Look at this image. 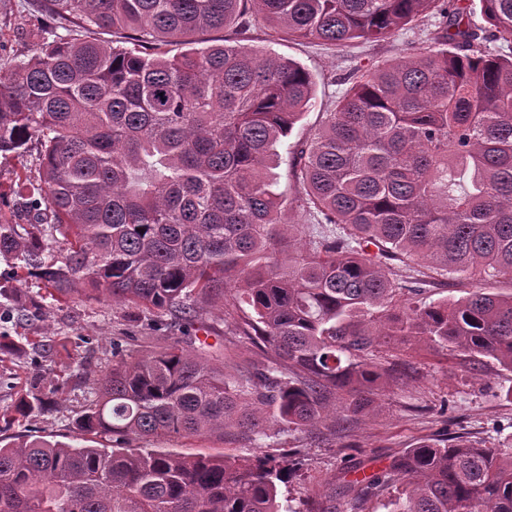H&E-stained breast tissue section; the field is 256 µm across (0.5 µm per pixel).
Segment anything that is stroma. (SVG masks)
<instances>
[{
    "mask_svg": "<svg viewBox=\"0 0 512 512\" xmlns=\"http://www.w3.org/2000/svg\"><path fill=\"white\" fill-rule=\"evenodd\" d=\"M38 24L30 0H0V67L30 56L36 44L28 33ZM430 26L426 21L393 33L380 42L354 40L343 46L322 41L291 39L274 33L260 18L253 17L247 31L238 26L225 29L228 43L268 49L302 64L315 82V103L293 128L291 145L309 140L321 126L327 112L349 87L353 68L369 69L420 52L427 44ZM41 146L30 141L18 151L0 152V183L17 177L39 178ZM389 274L407 286L423 287L427 300L458 299L474 288L471 280L454 281L431 277L419 261L393 262ZM23 289L40 297L41 309L28 321L10 319L0 330L20 343L47 344L56 336L84 337L81 346L55 347L49 353H29L0 361V408L17 402L30 384L52 381L66 384V393L51 410L36 413L23 422L0 431V445L22 440L44 439L73 442V421L84 404V385L77 372L85 365L100 370L112 361V340L126 335L138 310L104 298L75 296L56 301L44 294V285L28 279ZM236 313L232 308H211L203 314L200 327L216 353L224 357L225 375L238 367L256 363L260 351L236 334ZM375 361L398 365L403 376L374 392L375 408L364 419L337 427L292 431L272 443L290 471L280 487L294 512H306L310 501L323 499L329 481L343 482L384 469L391 460L424 440L458 437L483 440L486 447L512 449V372L492 359L474 363L457 351L432 349L415 341L388 342L377 347ZM156 448L183 454H227L254 459L260 450L248 437L228 435L217 439L159 440Z\"/></svg>",
    "mask_w": 512,
    "mask_h": 512,
    "instance_id": "1",
    "label": "stroma"
}]
</instances>
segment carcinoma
Returning a JSON list of instances; mask_svg holds the SVG:
<instances>
[{
	"label": "carcinoma",
	"instance_id": "cac0c4a2",
	"mask_svg": "<svg viewBox=\"0 0 512 512\" xmlns=\"http://www.w3.org/2000/svg\"><path fill=\"white\" fill-rule=\"evenodd\" d=\"M80 31L37 28L34 53L0 73V151L37 139L38 180L0 184L29 226L0 218V296L22 316L38 302L104 296L192 325L207 307L237 310L236 331L265 361L224 375L204 341L140 354L112 340V366L83 370L75 433L93 446L23 440L0 447V512H284L275 457L186 455L133 447L157 438L255 442L316 429L336 391L346 419L396 380L370 355L386 338L490 358L512 371V296L475 288L410 301L387 261L420 260L451 280L512 281V0H40ZM256 14L276 32L338 45L376 41L423 18V51L353 77L323 128L292 155L296 207L272 172L313 106L300 63L212 39ZM130 32L115 46L97 31ZM177 39L185 49L170 56ZM66 241L60 264L41 255ZM36 385L0 420L57 403ZM395 490L393 512H512V454L424 441L388 467L346 481L350 512Z\"/></svg>",
	"mask_w": 512,
	"mask_h": 512
}]
</instances>
